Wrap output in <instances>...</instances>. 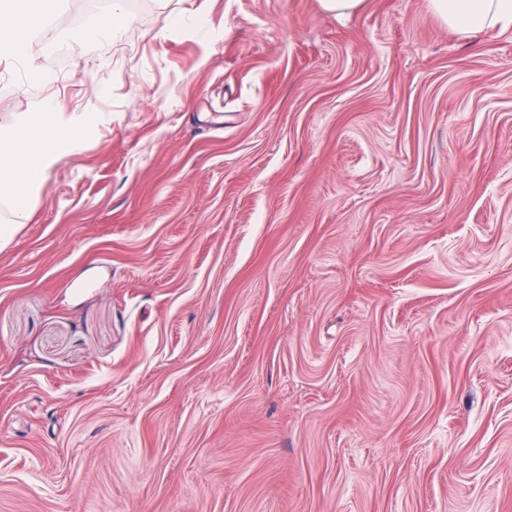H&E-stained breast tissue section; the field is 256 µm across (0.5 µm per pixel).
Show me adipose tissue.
Instances as JSON below:
<instances>
[{
  "label": "adipose tissue",
  "mask_w": 512,
  "mask_h": 512,
  "mask_svg": "<svg viewBox=\"0 0 512 512\" xmlns=\"http://www.w3.org/2000/svg\"><path fill=\"white\" fill-rule=\"evenodd\" d=\"M59 0H0V63L23 62L32 31L57 9ZM432 13L449 30L474 35L512 21V0H429ZM97 122L90 112H70L61 101L43 100L13 128L0 131V250L27 224L31 201L49 171L76 151Z\"/></svg>",
  "instance_id": "obj_1"
}]
</instances>
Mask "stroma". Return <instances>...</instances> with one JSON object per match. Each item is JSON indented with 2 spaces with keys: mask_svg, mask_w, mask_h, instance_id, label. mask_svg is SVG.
Returning a JSON list of instances; mask_svg holds the SVG:
<instances>
[{
  "mask_svg": "<svg viewBox=\"0 0 512 512\" xmlns=\"http://www.w3.org/2000/svg\"><path fill=\"white\" fill-rule=\"evenodd\" d=\"M101 17L29 51L101 121L0 251V512H512V26ZM123 0H113L112 9L104 15L98 25L89 31L88 35H101L122 27L127 22V15L123 9Z\"/></svg>",
  "mask_w": 512,
  "mask_h": 512,
  "instance_id": "35a3bbf8",
  "label": "stroma"
}]
</instances>
